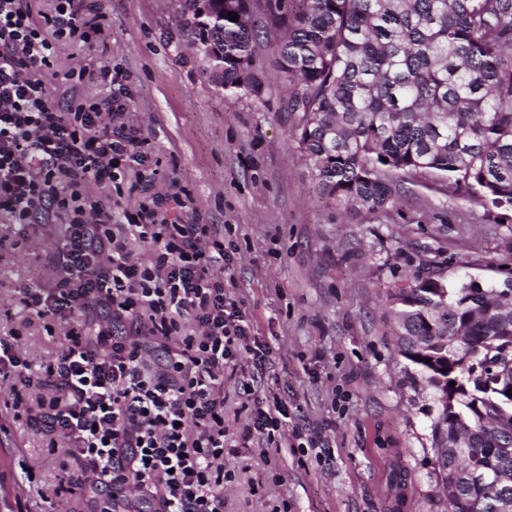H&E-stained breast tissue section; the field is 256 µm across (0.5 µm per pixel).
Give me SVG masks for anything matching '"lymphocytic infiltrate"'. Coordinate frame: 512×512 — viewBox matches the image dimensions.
<instances>
[{
	"mask_svg": "<svg viewBox=\"0 0 512 512\" xmlns=\"http://www.w3.org/2000/svg\"><path fill=\"white\" fill-rule=\"evenodd\" d=\"M35 2L0 0V212L14 224L64 218L63 274L23 303L69 328L41 368L43 393L14 407L47 456L62 448L73 462L57 497L83 499L88 512H224L235 476L226 457L286 433L317 442L277 395L251 399L245 423L226 425L225 371L240 353L260 365L267 356L214 271L232 257L212 225L186 222L180 192L119 225L90 196L91 184L144 165L147 141L111 98L79 94L85 72L58 68L62 45L102 38L91 0H52L46 12Z\"/></svg>",
	"mask_w": 512,
	"mask_h": 512,
	"instance_id": "1",
	"label": "lymphocytic infiltrate"
}]
</instances>
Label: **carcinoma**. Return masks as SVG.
<instances>
[{
	"instance_id": "1",
	"label": "carcinoma",
	"mask_w": 512,
	"mask_h": 512,
	"mask_svg": "<svg viewBox=\"0 0 512 512\" xmlns=\"http://www.w3.org/2000/svg\"><path fill=\"white\" fill-rule=\"evenodd\" d=\"M251 0H184V31L224 54L214 86L265 104ZM280 31L277 66L292 138L313 188L371 214L406 184L481 205L512 222V0H266ZM239 20L232 22L228 13ZM399 354L436 394L432 448L455 428L512 495V278L400 277L389 294ZM459 381L454 390L450 382ZM461 448L434 463L443 484L471 464ZM491 480L448 496V512H494Z\"/></svg>"
}]
</instances>
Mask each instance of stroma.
Returning a JSON list of instances; mask_svg holds the SVG:
<instances>
[{
  "label": "stroma",
  "instance_id": "1",
  "mask_svg": "<svg viewBox=\"0 0 512 512\" xmlns=\"http://www.w3.org/2000/svg\"><path fill=\"white\" fill-rule=\"evenodd\" d=\"M107 32L93 48L67 46L61 69L112 66V82L80 91L112 96L148 142V180L126 173L91 192L113 223L142 197L181 186L189 213L236 251L229 269L264 371L242 355L225 375L226 419L246 416L244 388L285 398L315 448L287 442L229 459L226 512H446L433 469V394L396 347L394 280L438 261L480 277L512 275V230L482 208L411 186L385 214L349 211L318 194L291 138L295 117L276 67L278 35L262 11L258 60L267 103L218 90L182 26V0H96ZM65 224H13L0 215V338L33 364L61 351L67 326L23 306L25 290L54 286ZM13 377L0 376V512H57L55 470L16 418Z\"/></svg>",
  "mask_w": 512,
  "mask_h": 512
}]
</instances>
